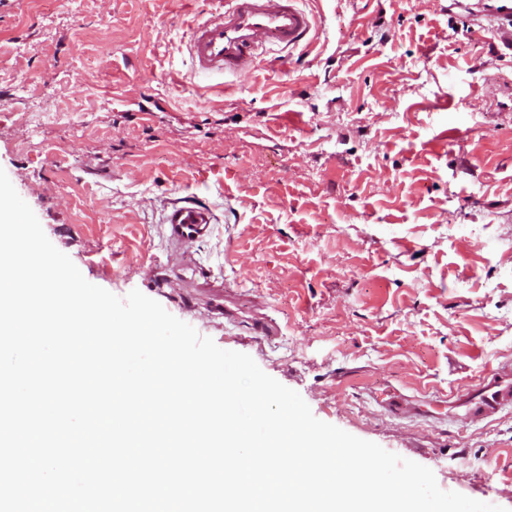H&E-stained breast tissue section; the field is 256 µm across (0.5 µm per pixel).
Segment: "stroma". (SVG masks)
<instances>
[{"label":"stroma","mask_w":512,"mask_h":512,"mask_svg":"<svg viewBox=\"0 0 512 512\" xmlns=\"http://www.w3.org/2000/svg\"><path fill=\"white\" fill-rule=\"evenodd\" d=\"M301 6L308 41L201 77L203 0H0V169L89 283L512 512V407L410 410L512 367V50L457 0ZM188 198L214 220L178 250L165 219Z\"/></svg>","instance_id":"1"}]
</instances>
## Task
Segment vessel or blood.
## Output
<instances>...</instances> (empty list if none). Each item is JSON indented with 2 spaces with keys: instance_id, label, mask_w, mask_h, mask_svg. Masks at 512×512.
Listing matches in <instances>:
<instances>
[{
  "instance_id": "b4317fda",
  "label": "vessel or blood",
  "mask_w": 512,
  "mask_h": 512,
  "mask_svg": "<svg viewBox=\"0 0 512 512\" xmlns=\"http://www.w3.org/2000/svg\"><path fill=\"white\" fill-rule=\"evenodd\" d=\"M299 0H221L219 6L197 21L190 35L191 65L202 74L232 70L252 72L268 45L295 47L310 34L314 19ZM500 41L512 49V0H500L489 16ZM212 215L205 206L191 203L173 207L167 217L169 239L183 247L202 237ZM512 406V371L493 372L480 393L470 399L465 415L484 420Z\"/></svg>"
}]
</instances>
